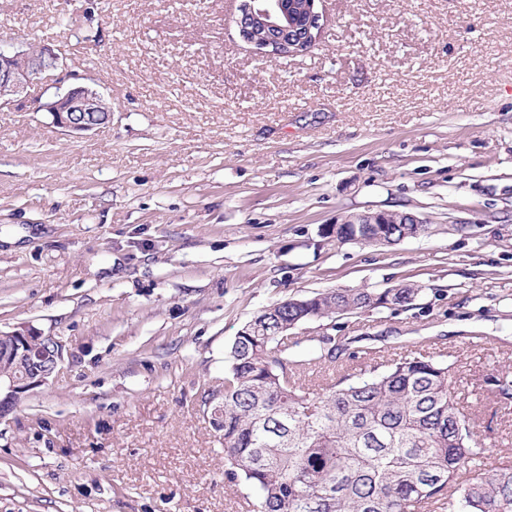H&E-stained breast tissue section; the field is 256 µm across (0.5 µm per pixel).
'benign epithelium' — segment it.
Returning <instances> with one entry per match:
<instances>
[{
	"label": "benign epithelium",
	"mask_w": 512,
	"mask_h": 512,
	"mask_svg": "<svg viewBox=\"0 0 512 512\" xmlns=\"http://www.w3.org/2000/svg\"><path fill=\"white\" fill-rule=\"evenodd\" d=\"M318 0H303L301 10L307 13L305 27L293 23L295 14L282 0H243L234 24L239 36L260 57L288 58L308 52L319 37L323 14ZM62 51L50 45H22L12 51L0 49V110L9 107L14 98L29 84L60 65ZM108 103L96 90L73 84L56 93L41 108L50 112L55 124L73 134H82L100 126V117L111 118ZM394 211L364 212L348 216L346 224H419L421 220L409 213L395 218ZM43 339L45 349L31 346L32 339ZM7 351L24 364L22 373L0 378V418L11 412L8 403L14 394L27 393L49 383L63 361V344L34 326H23L0 332Z\"/></svg>",
	"instance_id": "obj_1"
}]
</instances>
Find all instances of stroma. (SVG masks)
<instances>
[{"instance_id":"obj_1","label":"stroma","mask_w":512,"mask_h":512,"mask_svg":"<svg viewBox=\"0 0 512 512\" xmlns=\"http://www.w3.org/2000/svg\"><path fill=\"white\" fill-rule=\"evenodd\" d=\"M240 2L0 0V47L63 50L0 111V331L64 345L0 419V512H251L205 396L247 321L330 288L423 287L295 336L356 370L444 353L490 467L512 466V0H320L288 59L240 38ZM73 82L112 107L82 137L39 108ZM386 210L427 232H331ZM395 215V211L352 214L343 222L335 224L332 231L335 230L336 239L343 243L387 246L417 237L427 230L426 224H422L423 222L413 214H402L399 221ZM375 226L382 232L380 238Z\"/></svg>"}]
</instances>
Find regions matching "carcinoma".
I'll list each match as a JSON object with an SVG mask.
<instances>
[{
    "mask_svg": "<svg viewBox=\"0 0 512 512\" xmlns=\"http://www.w3.org/2000/svg\"><path fill=\"white\" fill-rule=\"evenodd\" d=\"M336 239L395 245L424 224H336ZM423 288H336L289 298L238 331L217 430L227 474L259 512H512V466L483 471L486 449L452 389L444 355L369 358L319 390L304 382L335 350L299 347L290 331L337 315L413 306Z\"/></svg>",
    "mask_w": 512,
    "mask_h": 512,
    "instance_id": "carcinoma-1",
    "label": "carcinoma"
}]
</instances>
